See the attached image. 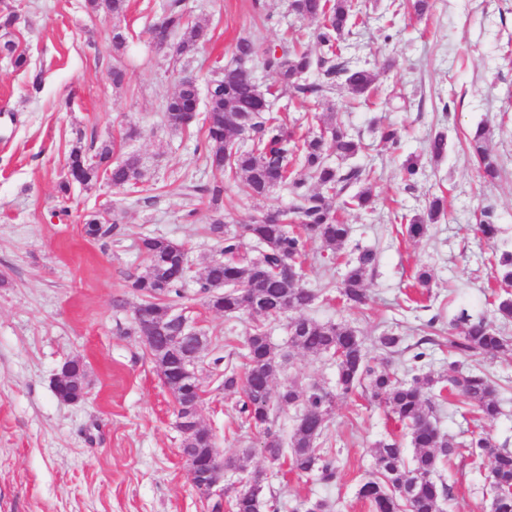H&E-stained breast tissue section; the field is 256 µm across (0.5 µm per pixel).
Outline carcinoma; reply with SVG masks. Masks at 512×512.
I'll return each instance as SVG.
<instances>
[{
    "mask_svg": "<svg viewBox=\"0 0 512 512\" xmlns=\"http://www.w3.org/2000/svg\"><path fill=\"white\" fill-rule=\"evenodd\" d=\"M88 2L95 14L121 15L127 8V0ZM289 8L298 17L315 23V48L290 45L286 35L282 44L275 46H265L252 36L238 38L233 62L220 69L205 104L210 166L224 172L230 181L242 179L254 198H265L276 188L288 190L291 197L288 208L266 209L237 229L229 228L221 217L209 227L219 257L206 263L197 280V294L212 309L226 315L245 314L250 320L242 354L244 371L240 374L232 365H225L224 390L242 393L238 417L262 434L268 458L286 461L291 472H314L319 481L333 484L339 475L338 466L320 452L327 416L336 399L350 398L365 385L370 389V398L401 425L414 449L408 462L401 441L390 439L376 445L377 475L358 489V497L373 512H441L448 489L440 480L439 469L466 447L474 461L489 460L494 512H512V451L489 435L467 444L437 425L436 400H444L445 390L458 402L473 407L481 418H496L501 413L497 383L480 370H459L455 361L448 363L446 376L424 373L425 344L431 339L406 346L402 336L384 331L376 339L380 354L391 357L413 351L412 376L402 379L389 366L371 362L363 340L350 326L318 323L301 314L313 304L317 293L290 276L288 266L297 267L307 258L310 240L319 241L333 253L349 240L351 228L341 220L340 211L373 208V171L353 162L365 150V144L344 126L330 123L317 133L299 135L274 114L272 105L282 88L328 110L329 94L340 87L347 88L353 99L367 101L376 90L378 74L372 68L354 64L348 56L345 36L352 33L359 19L351 0H290ZM150 29L158 46L166 45L179 56L191 53L206 38L203 28L189 26L182 0H168ZM180 30L184 37L170 45L171 35ZM255 58L277 76L278 84L264 88L244 75L242 64ZM197 112L196 92L179 82L177 91L163 106L166 125L173 130L186 129L195 122ZM486 140L487 130L479 125L470 136L469 145L483 177L494 181L500 177L502 166L486 146ZM447 151V136L439 132L430 140L428 153L441 159ZM112 152L110 145H101L94 151L98 157L94 163L86 150L73 148L68 159L72 180L60 183L61 192L69 194L73 181L87 186L102 179L112 183L115 190L135 185L142 176L138 157L132 154L113 161ZM420 171L419 157L404 161L405 189L413 187ZM187 190L202 192L217 207L224 196V182L189 185ZM444 212V196L435 195L425 211L410 217L396 214L393 221L404 222L406 235L417 240L427 235L430 225ZM83 224L91 238L102 239L110 234V228L95 213L84 215ZM477 230L488 241L497 238L499 228L491 211L481 213ZM244 235L263 246L264 252L253 259L242 258ZM179 248L180 244L164 237L141 238L140 249L148 263L144 273L129 280L128 288L139 296L138 308L149 315L164 313L183 299V280L175 276ZM489 263L499 287L512 288V250L494 255ZM376 264L374 250H357L338 286L344 303L365 304L366 280ZM291 311L299 313L288 321L291 344L335 360L336 392L317 386L300 389L292 383L273 390L281 355L272 346L266 326ZM459 320L464 329L459 335L448 337V354L495 357L512 351V340L491 322L474 320L465 312ZM165 375L177 393L179 405L194 397L192 387L180 379L176 363L169 364ZM298 405L302 412L292 435L285 440L274 430L276 415L286 406ZM184 442L201 449L203 454L214 446L212 435L206 430L195 431ZM229 504L232 512H258L249 490L235 491Z\"/></svg>",
    "mask_w": 512,
    "mask_h": 512,
    "instance_id": "obj_1",
    "label": "carcinoma"
}]
</instances>
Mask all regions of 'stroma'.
Returning <instances> with one entry per match:
<instances>
[{
    "instance_id": "1",
    "label": "stroma",
    "mask_w": 512,
    "mask_h": 512,
    "mask_svg": "<svg viewBox=\"0 0 512 512\" xmlns=\"http://www.w3.org/2000/svg\"><path fill=\"white\" fill-rule=\"evenodd\" d=\"M86 0H0L14 7L17 21L0 42L26 53L32 86L0 53V512H211L201 499L179 454L173 398L160 380L142 341L131 335L139 302L128 287L143 272L138 249L143 235L162 236L188 250L190 271L180 307L208 343L199 379L205 392L203 425L223 458L250 451L249 470L265 471L264 497L279 512H303L305 503L326 500L331 512H369L357 496L375 472L373 450L395 436L393 424L368 395L337 400L327 421V446L340 474L335 484L316 477L282 473L261 452V436L237 418L239 393L225 390L215 357L241 366L249 328L247 316L229 317L206 308L196 280L216 255L208 227L216 214L243 223L270 207H288L286 190L262 199L249 197L242 183L227 185L220 206L208 197L187 195L190 184L223 180L210 167L201 123L175 132L162 107L177 89L176 72L207 83L232 59L238 37L250 35L276 44L283 33L313 47L315 25L290 14L288 0H184L189 23L207 28V40L190 55L173 59L156 47L148 26L161 14L162 0H130L124 16L96 15ZM359 25L347 42L355 62L379 71L367 103L351 104L347 89L330 96L336 123L360 135L367 150L361 164L375 172V212L348 210L347 243L334 252L312 241L307 246L304 282L319 295L306 315L321 323H344L357 331L370 356L375 339L392 329L414 344L438 317L429 368L448 369L446 332L460 333V312L493 318L492 253L512 248V111L501 106L512 93V0H432L431 13L417 17L404 9L393 26L382 14L388 0H357ZM127 42L112 49L113 30ZM122 60L126 79L114 87L110 71ZM490 130L489 149L500 156V179L488 183L471 160L465 139L478 124ZM389 124L399 148L379 143L374 128ZM138 137L123 140L128 127ZM438 132L448 137V153H426ZM117 140V157H139L138 185L118 192L105 182L73 185L62 195L58 184L71 150ZM420 156L423 173L415 189H405L401 164ZM443 192L447 214L414 241L392 224L393 213L421 211L428 197ZM70 216H62V208ZM491 210L501 233L492 242L477 232L482 210ZM98 213L115 224L111 237L84 236L81 219ZM376 251L366 305L339 300L346 263L358 248ZM432 275L425 305L413 303L419 269ZM128 301L113 307L116 298ZM271 343L284 356L275 386L293 383L334 389L336 364L293 347L285 321L270 323ZM82 360L87 397L60 401L53 378L64 362ZM461 369H480L497 383L501 413L473 421L452 402L438 410L443 431L468 442L490 435L512 449V353L495 359L461 360ZM448 488L445 512H490L487 465L459 456L444 465Z\"/></svg>"
}]
</instances>
